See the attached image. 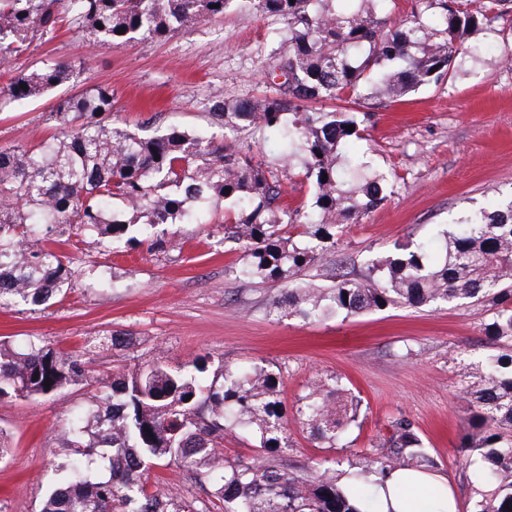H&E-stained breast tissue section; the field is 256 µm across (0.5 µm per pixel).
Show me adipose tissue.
<instances>
[{
    "mask_svg": "<svg viewBox=\"0 0 512 512\" xmlns=\"http://www.w3.org/2000/svg\"><path fill=\"white\" fill-rule=\"evenodd\" d=\"M383 512H457V503L446 477L423 471L393 475L371 487Z\"/></svg>",
    "mask_w": 512,
    "mask_h": 512,
    "instance_id": "ef3b65f1",
    "label": "adipose tissue"
}]
</instances>
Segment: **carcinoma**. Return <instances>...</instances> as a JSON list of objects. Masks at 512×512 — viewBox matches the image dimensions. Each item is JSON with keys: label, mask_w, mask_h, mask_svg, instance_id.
Segmentation results:
<instances>
[{"label": "carcinoma", "mask_w": 512, "mask_h": 512, "mask_svg": "<svg viewBox=\"0 0 512 512\" xmlns=\"http://www.w3.org/2000/svg\"><path fill=\"white\" fill-rule=\"evenodd\" d=\"M231 0H0V63L24 54L36 38L63 25L84 28L92 42L119 46L161 40L177 29L224 16ZM281 18L285 56L265 72L275 92L245 104L215 96L211 123L236 132L217 144L178 126L149 138L111 122L112 91L90 86L60 92L76 65L48 60L20 70L0 90V107L53 95L60 135L37 147L0 150V306L44 305L66 293L69 257L30 246L37 224L101 228L103 244L173 247L159 224L208 223L201 205L234 199L224 240L244 253L239 279L288 283L268 314L304 321L348 318L393 306L421 308L463 300L487 308L482 333L496 352L470 361L460 387L467 405L460 447L474 453L465 512H512V201L452 224L434 247L418 243L373 262L358 276L336 275L322 288L294 277L336 247L344 225L388 201L393 185L369 174L341 147L368 129L365 95H405L449 74L471 28L503 18L512 0H427L431 20L415 12L402 24L360 12L339 13L335 0H248ZM103 28H97V25ZM27 89H22L21 85ZM351 100L347 111L317 112L309 103ZM353 131H348V126ZM274 139L275 161L254 147ZM314 188L313 201L285 208L290 170ZM327 180H322V175ZM119 199L130 214L112 210ZM85 363L31 340L22 352L0 349V400L48 396L86 379ZM50 381L49 386L43 382ZM283 376L265 366L221 369L207 360L170 370L154 365L104 380L65 434L73 456L41 512H362L373 478L438 466L410 420L389 421L374 442L380 455L324 460L319 470L282 463L289 448ZM361 399L336 378L313 381L294 418L322 448H334L360 416ZM246 431L259 441L251 458L224 454V436ZM181 463L210 485L197 508L150 490L149 471Z\"/></svg>", "instance_id": "carcinoma-1"}]
</instances>
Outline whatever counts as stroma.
<instances>
[{
    "label": "stroma",
    "instance_id": "stroma-1",
    "mask_svg": "<svg viewBox=\"0 0 512 512\" xmlns=\"http://www.w3.org/2000/svg\"><path fill=\"white\" fill-rule=\"evenodd\" d=\"M277 17L246 0H232L223 17L173 32L162 41L90 44L75 28L35 40L10 64L20 71L55 59L75 64L68 88L100 85L112 92L113 120L138 131L143 120L177 125L223 142L211 125L210 101L251 102L268 95L264 68L284 49L273 32ZM468 52L449 75L396 100H370L363 138L348 141L356 155L394 184L387 203L349 224L339 248L326 253L301 280L329 285L336 271L360 274L366 264L438 235L446 226L512 201V14L473 30ZM50 96L0 109V149L36 145L55 132ZM211 224H161L155 233L177 240L174 250L116 244L105 249L97 231L54 227L36 247L71 259V288L48 308L0 307V346L22 350L37 337L57 350L84 355L90 379L55 395L0 401V427L10 451L0 459V512H40L56 486L63 433L72 410L93 394L96 379L119 369L161 364L175 369L207 355L222 365L260 364L283 376L281 397L294 405L317 377H336L362 401L358 427L345 447L321 448L298 422L288 425V465L367 451L389 420L412 421L458 503L470 496L469 474L457 447L466 407L458 391L470 360L487 347L484 309L439 303L394 307L346 321L308 323L267 318L284 285L241 280L233 273L243 253L224 240L223 212ZM132 340L124 353L105 344L110 332ZM153 488L206 501L204 486L179 465L156 469Z\"/></svg>",
    "mask_w": 512,
    "mask_h": 512
}]
</instances>
